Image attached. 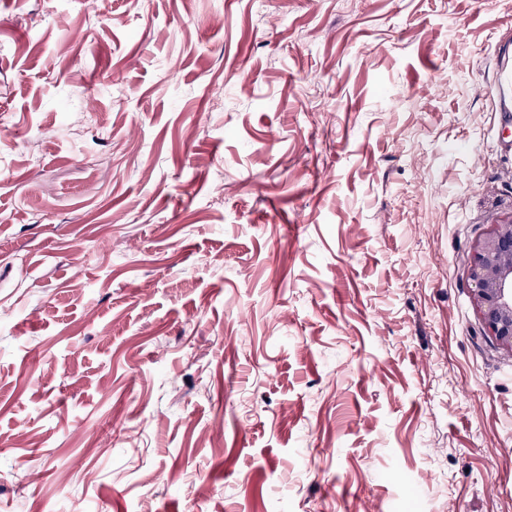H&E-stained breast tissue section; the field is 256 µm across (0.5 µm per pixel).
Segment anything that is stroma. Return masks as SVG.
I'll use <instances>...</instances> for the list:
<instances>
[{
  "mask_svg": "<svg viewBox=\"0 0 512 512\" xmlns=\"http://www.w3.org/2000/svg\"><path fill=\"white\" fill-rule=\"evenodd\" d=\"M512 0H0V512H512ZM472 303L488 335L512 357V219L492 224L469 261Z\"/></svg>",
  "mask_w": 512,
  "mask_h": 512,
  "instance_id": "1",
  "label": "stroma"
}]
</instances>
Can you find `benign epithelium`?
Masks as SVG:
<instances>
[{"mask_svg":"<svg viewBox=\"0 0 512 512\" xmlns=\"http://www.w3.org/2000/svg\"><path fill=\"white\" fill-rule=\"evenodd\" d=\"M472 303L488 335L512 357V219L492 225L469 261Z\"/></svg>","mask_w":512,"mask_h":512,"instance_id":"benign-epithelium-1","label":"benign epithelium"}]
</instances>
